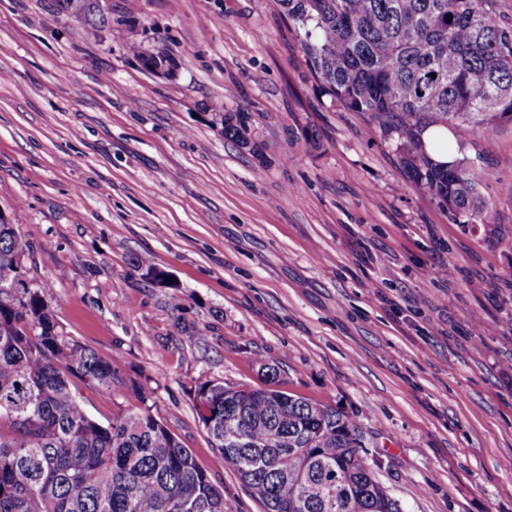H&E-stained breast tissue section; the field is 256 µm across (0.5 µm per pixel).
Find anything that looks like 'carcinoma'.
Wrapping results in <instances>:
<instances>
[{
  "mask_svg": "<svg viewBox=\"0 0 512 512\" xmlns=\"http://www.w3.org/2000/svg\"><path fill=\"white\" fill-rule=\"evenodd\" d=\"M325 95L393 137L413 184L438 205L493 223L474 163L430 157L421 132L488 148L512 124V24L496 0H276ZM452 16L447 21L446 16ZM224 137L249 145L247 116ZM0 221V512H224V486L149 407L102 421L82 389L124 384L114 361L64 335ZM211 447L274 512H404L377 477L357 421L275 387L198 388Z\"/></svg>",
  "mask_w": 512,
  "mask_h": 512,
  "instance_id": "1",
  "label": "carcinoma"
}]
</instances>
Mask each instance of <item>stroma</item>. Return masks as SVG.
<instances>
[{
    "mask_svg": "<svg viewBox=\"0 0 512 512\" xmlns=\"http://www.w3.org/2000/svg\"><path fill=\"white\" fill-rule=\"evenodd\" d=\"M459 153L493 224L454 222L331 104L274 0H0V214L67 335L125 380L88 412L148 404L225 512L262 507L197 390L268 365L359 423L404 512H512V128ZM224 138L249 145L247 116L243 112L224 115Z\"/></svg>",
    "mask_w": 512,
    "mask_h": 512,
    "instance_id": "35a3bbf8",
    "label": "stroma"
}]
</instances>
